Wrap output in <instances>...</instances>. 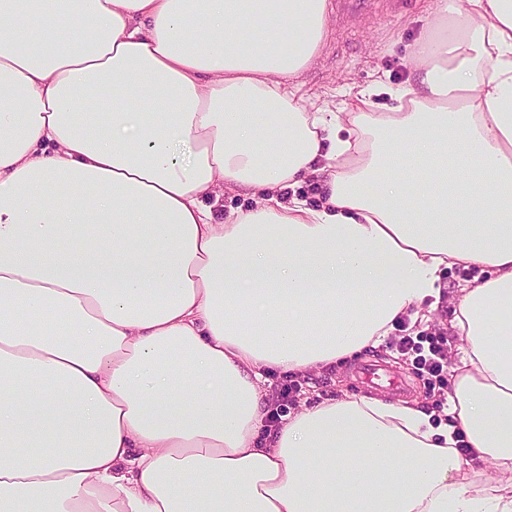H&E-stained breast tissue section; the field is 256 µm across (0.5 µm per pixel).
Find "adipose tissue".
I'll use <instances>...</instances> for the list:
<instances>
[{"label": "adipose tissue", "mask_w": 512, "mask_h": 512, "mask_svg": "<svg viewBox=\"0 0 512 512\" xmlns=\"http://www.w3.org/2000/svg\"><path fill=\"white\" fill-rule=\"evenodd\" d=\"M328 12L0 0V512H512V0H435L408 82L335 110L298 81ZM457 266L442 411L261 435L269 371L378 348Z\"/></svg>", "instance_id": "ef3b65f1"}]
</instances>
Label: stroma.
I'll return each instance as SVG.
<instances>
[{
    "label": "stroma",
    "mask_w": 512,
    "mask_h": 512,
    "mask_svg": "<svg viewBox=\"0 0 512 512\" xmlns=\"http://www.w3.org/2000/svg\"><path fill=\"white\" fill-rule=\"evenodd\" d=\"M433 0H404L393 10L358 6L349 10L333 9L330 18V37L317 61L299 78L306 99L317 102H340L343 95L356 93L384 75L389 82L398 83L408 75L402 61L406 45L414 43L423 32L421 22ZM452 306L442 301L429 322L406 323L407 331L425 332L442 337L448 350L450 365H458L464 343L448 330ZM378 364L403 377L408 388L405 398L418 399L431 409L441 408L452 391L451 377H432L419 373L411 363L398 358L389 343L363 354L359 359L336 364L298 377L300 389L286 401L289 411L312 406L328 397L346 392L364 395V388L355 374L358 366Z\"/></svg>",
    "instance_id": "obj_1"
}]
</instances>
